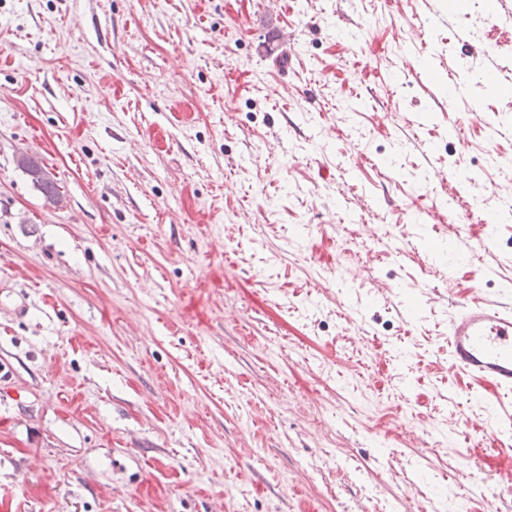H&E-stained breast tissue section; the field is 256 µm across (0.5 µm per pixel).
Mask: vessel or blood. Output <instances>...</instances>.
I'll list each match as a JSON object with an SVG mask.
<instances>
[{
  "instance_id": "1",
  "label": "vessel or blood",
  "mask_w": 512,
  "mask_h": 512,
  "mask_svg": "<svg viewBox=\"0 0 512 512\" xmlns=\"http://www.w3.org/2000/svg\"><path fill=\"white\" fill-rule=\"evenodd\" d=\"M451 364L493 391L512 390V308L495 301L461 305L448 322Z\"/></svg>"
}]
</instances>
